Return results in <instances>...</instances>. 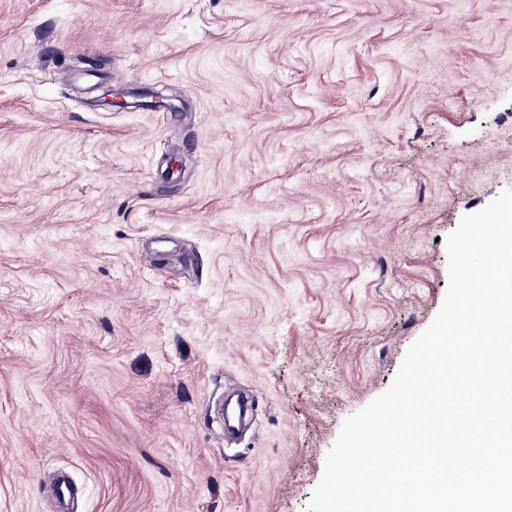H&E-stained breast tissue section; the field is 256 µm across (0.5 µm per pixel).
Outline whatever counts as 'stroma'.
Wrapping results in <instances>:
<instances>
[{"label": "stroma", "mask_w": 512, "mask_h": 512, "mask_svg": "<svg viewBox=\"0 0 512 512\" xmlns=\"http://www.w3.org/2000/svg\"><path fill=\"white\" fill-rule=\"evenodd\" d=\"M507 188L512 0H0V512H303Z\"/></svg>", "instance_id": "obj_1"}]
</instances>
